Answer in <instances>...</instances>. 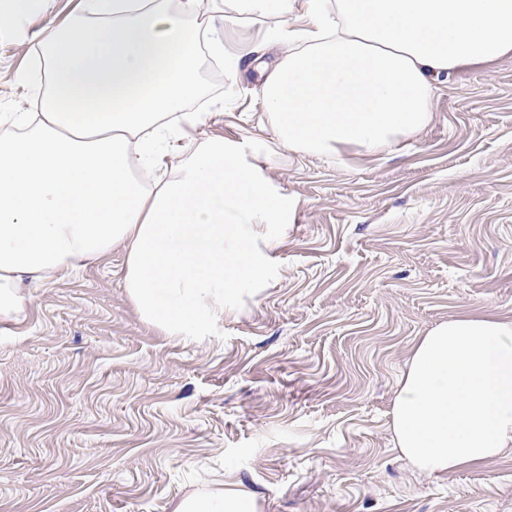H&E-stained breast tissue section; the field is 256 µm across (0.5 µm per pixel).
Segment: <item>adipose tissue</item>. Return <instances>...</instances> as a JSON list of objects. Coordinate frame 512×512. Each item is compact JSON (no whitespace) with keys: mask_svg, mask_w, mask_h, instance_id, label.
Masks as SVG:
<instances>
[{"mask_svg":"<svg viewBox=\"0 0 512 512\" xmlns=\"http://www.w3.org/2000/svg\"><path fill=\"white\" fill-rule=\"evenodd\" d=\"M52 0H0V40L21 38L50 65L48 92L0 113V316L26 288L125 253L123 283L140 316L195 342L254 296L275 269L286 208L261 168L221 137L163 173V146L207 113L201 51L237 73L223 30L275 18L288 45L260 63L256 95L279 143L328 159L388 152L430 121L440 78L512 56V0H79L68 26L18 34ZM301 11L305 28L288 18ZM402 457L427 474L478 466L512 447V320L464 313L415 345L392 410ZM174 512H261L236 482L192 494Z\"/></svg>","mask_w":512,"mask_h":512,"instance_id":"ef3b65f1","label":"adipose tissue"}]
</instances>
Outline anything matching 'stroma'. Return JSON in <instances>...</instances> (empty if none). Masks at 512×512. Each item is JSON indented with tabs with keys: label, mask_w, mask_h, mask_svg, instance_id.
<instances>
[{
	"label": "stroma",
	"mask_w": 512,
	"mask_h": 512,
	"mask_svg": "<svg viewBox=\"0 0 512 512\" xmlns=\"http://www.w3.org/2000/svg\"><path fill=\"white\" fill-rule=\"evenodd\" d=\"M46 61L0 44V113ZM181 138L241 145L288 202L276 271L209 336L160 335L113 249L0 318V512H173L242 481L262 512H512V447L440 475L400 456L391 409L421 336L512 317V56L439 82L430 123L379 156L288 151L254 90L201 59Z\"/></svg>",
	"instance_id": "35a3bbf8"
}]
</instances>
